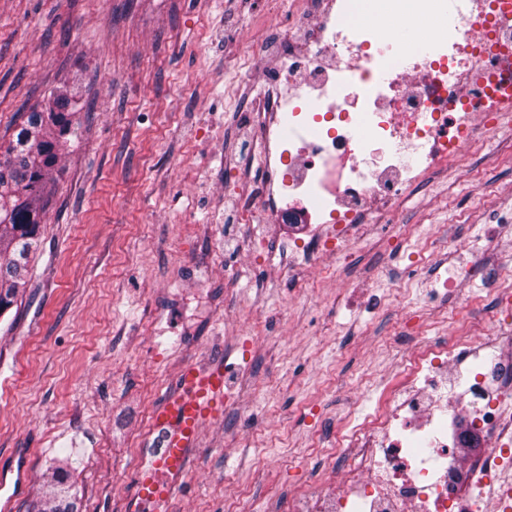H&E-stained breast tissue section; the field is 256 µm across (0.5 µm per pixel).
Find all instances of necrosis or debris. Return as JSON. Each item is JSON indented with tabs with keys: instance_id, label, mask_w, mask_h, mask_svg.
I'll list each match as a JSON object with an SVG mask.
<instances>
[{
	"instance_id": "necrosis-or-debris-1",
	"label": "necrosis or debris",
	"mask_w": 512,
	"mask_h": 512,
	"mask_svg": "<svg viewBox=\"0 0 512 512\" xmlns=\"http://www.w3.org/2000/svg\"><path fill=\"white\" fill-rule=\"evenodd\" d=\"M293 11L307 37L280 33L277 58L258 62L265 79L245 121L261 177L232 208L241 224L315 225L313 243L293 249L301 274L332 281L375 228L401 238L399 210L421 206L432 175L455 176L483 133L512 146V73L499 66L512 58V0H296ZM263 197L272 207L256 208ZM511 256L500 239L496 267H458L445 293L477 288L511 307L499 267ZM173 430L161 426L122 512H161L148 480ZM323 469L328 484L270 512H512V325L421 342Z\"/></svg>"
}]
</instances>
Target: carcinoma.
Masks as SVG:
<instances>
[{
    "mask_svg": "<svg viewBox=\"0 0 512 512\" xmlns=\"http://www.w3.org/2000/svg\"><path fill=\"white\" fill-rule=\"evenodd\" d=\"M74 96L51 95L33 108L12 138L0 143V315L17 303L26 285L30 254L41 243L48 195L62 171L63 151L82 137ZM59 468L45 477L33 512H79L76 494Z\"/></svg>",
    "mask_w": 512,
    "mask_h": 512,
    "instance_id": "obj_1",
    "label": "carcinoma"
}]
</instances>
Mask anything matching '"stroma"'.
Segmentation results:
<instances>
[{
    "label": "stroma",
    "instance_id": "obj_1",
    "mask_svg": "<svg viewBox=\"0 0 512 512\" xmlns=\"http://www.w3.org/2000/svg\"><path fill=\"white\" fill-rule=\"evenodd\" d=\"M284 0H0V136L68 82L83 122L63 159L17 305L0 316V463L28 453L15 512L42 475L69 473L84 512H121L138 490L149 410L190 363L247 383L244 416L207 418L169 512H224L244 482L253 512L322 480L347 413L377 407L407 327L478 339L484 293L449 305L415 260L438 225L463 246L448 268L482 263L485 229L512 212V152L475 156L431 181V203L399 214L410 240L364 241L346 287L295 283L243 261L253 237L225 222L257 170L241 157L252 71L276 30H300ZM383 301L378 314L365 289Z\"/></svg>",
    "mask_w": 512,
    "mask_h": 512
}]
</instances>
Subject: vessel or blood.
Here are the masks:
<instances>
[{
  "instance_id": "obj_1",
  "label": "vessel or blood",
  "mask_w": 512,
  "mask_h": 512,
  "mask_svg": "<svg viewBox=\"0 0 512 512\" xmlns=\"http://www.w3.org/2000/svg\"><path fill=\"white\" fill-rule=\"evenodd\" d=\"M223 394V368L186 372L184 394L173 397L158 412L161 422L178 423L172 436V465H179L183 455L195 446L200 424L211 416L216 398Z\"/></svg>"
}]
</instances>
